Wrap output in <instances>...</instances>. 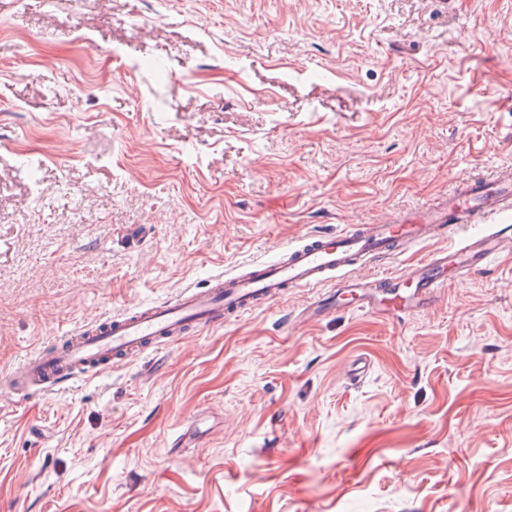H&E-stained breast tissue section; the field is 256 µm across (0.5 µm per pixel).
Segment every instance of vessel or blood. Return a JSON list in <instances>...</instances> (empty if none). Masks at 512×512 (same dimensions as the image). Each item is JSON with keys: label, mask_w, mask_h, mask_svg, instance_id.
<instances>
[{"label": "vessel or blood", "mask_w": 512, "mask_h": 512, "mask_svg": "<svg viewBox=\"0 0 512 512\" xmlns=\"http://www.w3.org/2000/svg\"><path fill=\"white\" fill-rule=\"evenodd\" d=\"M512 210V169L489 179H464L435 208L393 214L371 224H350L336 233L313 234L284 249L280 259L259 261L242 274L212 277L158 305H139L121 315L73 327L50 347L26 357L0 388L15 394L53 391L111 367L117 360L185 338L193 329L219 327L281 298L291 288H322L302 320L319 319L340 291L358 290L365 310L400 317L426 308L447 286L499 254L506 238L489 215ZM474 233L400 271L366 275L375 261L424 247L462 227Z\"/></svg>", "instance_id": "obj_1"}]
</instances>
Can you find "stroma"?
I'll use <instances>...</instances> for the list:
<instances>
[{
	"instance_id": "35a3bbf8",
	"label": "stroma",
	"mask_w": 512,
	"mask_h": 512,
	"mask_svg": "<svg viewBox=\"0 0 512 512\" xmlns=\"http://www.w3.org/2000/svg\"><path fill=\"white\" fill-rule=\"evenodd\" d=\"M506 165L512 0H0V375ZM315 295L0 390V512H512V251L403 318Z\"/></svg>"
}]
</instances>
